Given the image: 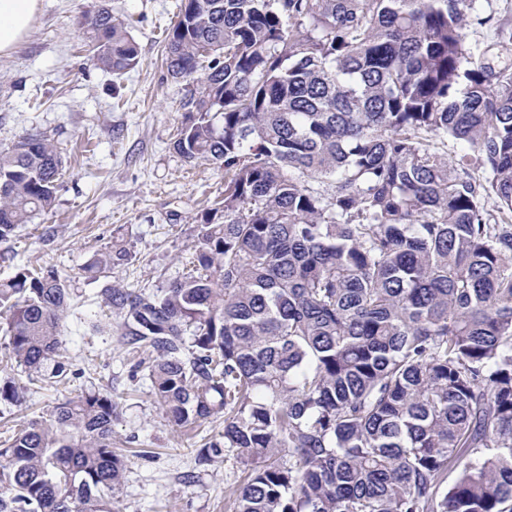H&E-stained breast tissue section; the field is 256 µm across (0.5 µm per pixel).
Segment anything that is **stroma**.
<instances>
[{
    "instance_id": "1",
    "label": "stroma",
    "mask_w": 512,
    "mask_h": 512,
    "mask_svg": "<svg viewBox=\"0 0 512 512\" xmlns=\"http://www.w3.org/2000/svg\"><path fill=\"white\" fill-rule=\"evenodd\" d=\"M100 0H43L27 40L0 58V148L33 131L62 158L55 207L0 240V280L17 268L52 267L66 279L73 308L60 338L74 368L112 387V446L127 457L115 512H234L240 465L201 466L197 453L224 430L216 418L195 430L171 424L155 399L145 353L120 341V319L104 285L156 290L180 277L194 256L202 213L224 197V168L186 161L172 142L192 82L170 79L165 31L181 0H110L139 48L135 69L116 76L93 59L81 26ZM129 258L92 280L85 266L110 249ZM31 386V385H30ZM63 391L31 386L26 404L0 408V441L46 415ZM195 472L193 483L183 473Z\"/></svg>"
}]
</instances>
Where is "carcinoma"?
I'll use <instances>...</instances> for the list:
<instances>
[{"instance_id": "carcinoma-1", "label": "carcinoma", "mask_w": 512, "mask_h": 512, "mask_svg": "<svg viewBox=\"0 0 512 512\" xmlns=\"http://www.w3.org/2000/svg\"><path fill=\"white\" fill-rule=\"evenodd\" d=\"M473 8L185 0L165 37L196 83L173 148L224 166V204L189 272L103 295L172 424L224 415L197 461L245 467L236 512H512V29L478 50ZM82 25L97 65L135 66L112 10ZM61 164L39 131L0 149V240L53 208ZM70 309L52 268L0 281L30 381L76 375ZM25 394L0 379V404ZM115 409L92 383L9 439L0 512H112Z\"/></svg>"}]
</instances>
